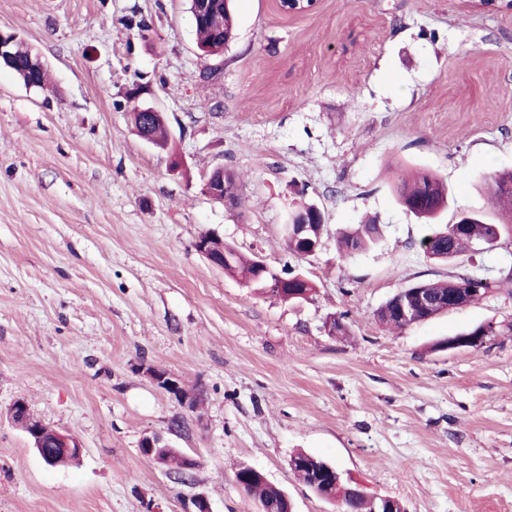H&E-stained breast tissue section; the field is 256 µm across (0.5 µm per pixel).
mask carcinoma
Masks as SVG:
<instances>
[{
	"mask_svg": "<svg viewBox=\"0 0 512 512\" xmlns=\"http://www.w3.org/2000/svg\"><path fill=\"white\" fill-rule=\"evenodd\" d=\"M198 43L207 45L211 52H223L234 36L236 28L235 15L231 3L224 7V32L216 33L207 22L195 23ZM493 200L501 208L512 213V172H503L493 178ZM399 202L415 216L429 222L437 220L440 212L447 207L448 197L445 186L431 173L418 170L413 178L402 180L395 186ZM512 236V219L504 224H489L475 213H462L452 224H446L421 241V244L431 243V249L438 255L440 261L454 260L470 250L486 245L499 239L502 235ZM382 238L381 225L362 224L354 230L343 232L339 237L343 256L354 257L357 253L375 245ZM229 251V262L224 267L233 270L240 280L254 288L260 287L251 281L255 274V262L241 255L231 244H225ZM474 292L469 302H474L497 287V281L487 276L472 273ZM455 280L445 282L422 281L413 284L422 288L436 298L444 299L454 288ZM378 320L393 329H403L409 322L401 319L396 312L394 300L389 299L377 311ZM319 489L328 494H337L343 499L345 512H373V504L364 496L349 497L346 492L334 483L319 484ZM244 491L256 497L266 512H282V496L280 492L261 477H256L246 484Z\"/></svg>",
	"mask_w": 512,
	"mask_h": 512,
	"instance_id": "cac0c4a2",
	"label": "carcinoma"
}]
</instances>
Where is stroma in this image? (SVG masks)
Listing matches in <instances>:
<instances>
[{"instance_id": "obj_1", "label": "stroma", "mask_w": 512, "mask_h": 512, "mask_svg": "<svg viewBox=\"0 0 512 512\" xmlns=\"http://www.w3.org/2000/svg\"><path fill=\"white\" fill-rule=\"evenodd\" d=\"M236 36L199 50L188 0H0V30L48 67L27 90L0 69V512H258L235 473L264 472L295 512H339L289 467L321 457L407 512H512V238L452 261L394 192L398 168L448 187L440 223L492 202L512 171V9L478 0H234ZM148 30H139V22ZM167 118L141 139L126 92ZM242 204L203 191L216 167ZM308 200L327 230L316 255L282 226ZM383 225L342 259L338 230ZM216 229L314 291L289 302L246 287L194 243ZM501 285L402 330L376 312L418 281L470 272ZM346 314L334 336L327 316ZM481 349L440 350L481 325ZM199 394L182 406L145 373ZM83 446L46 466L6 416L15 399ZM162 435L195 463L181 483L143 456Z\"/></svg>"}]
</instances>
